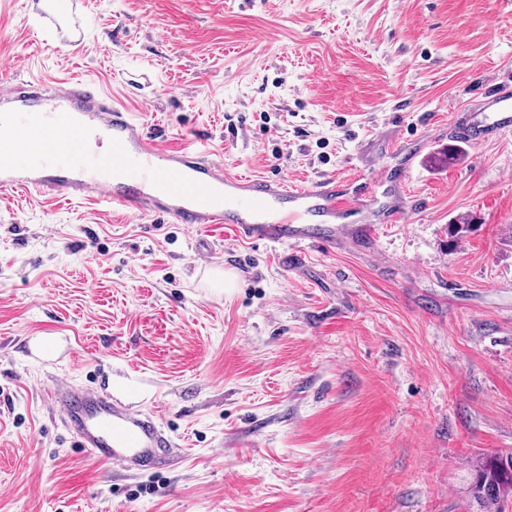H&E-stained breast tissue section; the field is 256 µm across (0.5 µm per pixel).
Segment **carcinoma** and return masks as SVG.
<instances>
[{
  "mask_svg": "<svg viewBox=\"0 0 512 512\" xmlns=\"http://www.w3.org/2000/svg\"><path fill=\"white\" fill-rule=\"evenodd\" d=\"M470 512H508L512 500V452L484 455L466 480Z\"/></svg>",
  "mask_w": 512,
  "mask_h": 512,
  "instance_id": "obj_1",
  "label": "carcinoma"
}]
</instances>
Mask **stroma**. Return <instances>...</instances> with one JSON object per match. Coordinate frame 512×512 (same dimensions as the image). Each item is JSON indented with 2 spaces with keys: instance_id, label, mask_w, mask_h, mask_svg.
<instances>
[{
  "instance_id": "obj_1",
  "label": "stroma",
  "mask_w": 512,
  "mask_h": 512,
  "mask_svg": "<svg viewBox=\"0 0 512 512\" xmlns=\"http://www.w3.org/2000/svg\"><path fill=\"white\" fill-rule=\"evenodd\" d=\"M65 28L45 0H0V80H92L239 176L357 192L362 153L427 144L410 170L381 159L397 223L297 261L221 224L0 194V512H467L468 462L512 451V135L445 156L455 114L512 78V7L71 0ZM201 238L234 287L206 283ZM57 379L125 380L178 464L128 476L82 453L49 410Z\"/></svg>"
}]
</instances>
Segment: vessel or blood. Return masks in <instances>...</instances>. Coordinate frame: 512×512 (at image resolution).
Returning <instances> with one entry per match:
<instances>
[{"mask_svg":"<svg viewBox=\"0 0 512 512\" xmlns=\"http://www.w3.org/2000/svg\"><path fill=\"white\" fill-rule=\"evenodd\" d=\"M0 111L10 114L0 125L1 191L95 198L190 229L222 224L239 241L291 248L335 243L350 215L370 225L399 215L390 206L371 208L369 197L352 192L342 177L296 186L283 176L228 175L197 141L174 147L148 136L131 112L85 78L2 84ZM456 132L474 144L512 133V80L483 92ZM93 136L101 151L85 149ZM49 404L75 447L121 471L156 472L173 458L176 442L161 420L94 386L57 381Z\"/></svg>","mask_w":512,"mask_h":512,"instance_id":"vessel-or-blood-1","label":"vessel or blood"}]
</instances>
